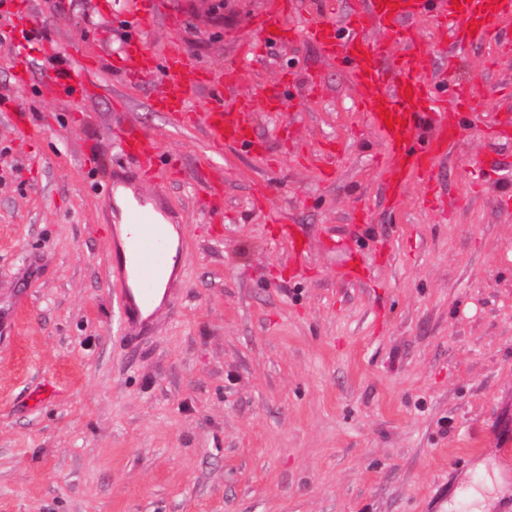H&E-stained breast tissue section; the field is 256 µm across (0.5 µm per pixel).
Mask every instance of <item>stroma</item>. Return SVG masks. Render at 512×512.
Segmentation results:
<instances>
[{
  "instance_id": "35a3bbf8",
  "label": "stroma",
  "mask_w": 512,
  "mask_h": 512,
  "mask_svg": "<svg viewBox=\"0 0 512 512\" xmlns=\"http://www.w3.org/2000/svg\"><path fill=\"white\" fill-rule=\"evenodd\" d=\"M265 0H163L150 47L241 70L257 153H215L200 124L147 104L154 79L93 69L97 96H51L0 46V512H467L479 463L509 485L512 512V54H459L472 88L432 183L393 190L386 146L347 75L306 39L243 58ZM34 0L41 26L88 61L127 23L97 0ZM421 69L446 38L415 23ZM280 109L266 111L265 90ZM154 137L156 184L186 226L176 308L150 335H117L113 225L100 184L112 130ZM224 179V212L205 204ZM306 247L296 255L291 238ZM364 272L345 277L353 258Z\"/></svg>"
}]
</instances>
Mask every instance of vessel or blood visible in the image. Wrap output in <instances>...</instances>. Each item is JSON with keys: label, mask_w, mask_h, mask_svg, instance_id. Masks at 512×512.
Returning <instances> with one entry per match:
<instances>
[{"label": "vessel or blood", "mask_w": 512, "mask_h": 512, "mask_svg": "<svg viewBox=\"0 0 512 512\" xmlns=\"http://www.w3.org/2000/svg\"><path fill=\"white\" fill-rule=\"evenodd\" d=\"M13 2L11 32L31 42L30 48L17 54L20 66L29 69L37 61H48L50 88L82 101L91 70L88 62L69 60L59 43L41 37L32 0ZM159 9L158 0H123L122 11L131 31L113 53L109 70L130 81L157 77L150 106L178 125L184 124L192 100L206 93L201 122L211 146L235 145L249 153L256 151L248 120L252 102L228 95L240 79L239 70H225L214 79L180 47L170 48L161 57L153 53L148 40ZM287 10V0H267L264 12L254 21L258 36L247 42L246 58H261L270 44L298 36L317 44L325 59L354 83L360 108L386 143L387 171L398 181L416 171L429 172L435 156L451 142L448 112L471 111L473 101L470 89L421 71L412 36L414 23L428 16L439 28L450 29L448 56L453 59L469 46L497 39L495 23L512 15V0H356L342 21H310L299 29L285 27ZM395 43L405 45L407 51L393 60L389 49ZM418 130L426 133L419 146L413 139ZM114 143L128 160L131 175L108 178L104 197L111 203L119 189L131 190L136 218L126 242L112 248V300L118 330L137 339L151 332L158 304H172V292L162 290L161 285L171 261L183 255L186 243L174 244L169 239L167 225L180 223L181 217L163 191L147 192L141 187L142 179L158 170L159 156L150 134L130 122L115 134Z\"/></svg>", "instance_id": "obj_1"}]
</instances>
